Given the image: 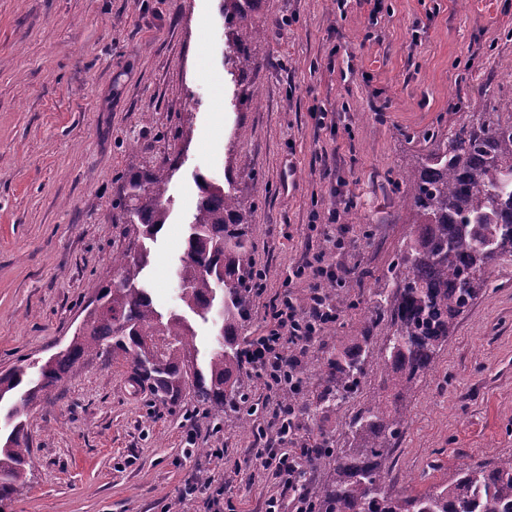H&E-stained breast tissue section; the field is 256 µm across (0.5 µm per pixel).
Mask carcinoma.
I'll use <instances>...</instances> for the list:
<instances>
[{
	"label": "carcinoma",
	"instance_id": "carcinoma-1",
	"mask_svg": "<svg viewBox=\"0 0 512 512\" xmlns=\"http://www.w3.org/2000/svg\"><path fill=\"white\" fill-rule=\"evenodd\" d=\"M254 0H222L225 59L241 98L255 99L243 82L247 48L260 36L251 22ZM508 112L510 119L501 118ZM428 144L397 174L395 184L415 230L371 291L355 341L323 358L313 401L288 422L307 427L311 411L339 412L360 392L368 371H381L374 398L345 423L346 441L333 448L324 435L301 465L299 488L312 512H512V456L462 469L448 484L399 493L387 484L407 415V402L432 371L458 319L490 286V266L512 256V99H498L458 128L423 134ZM171 168L126 177L118 207L126 249L112 255V277L93 285L90 310L65 349L45 363L20 364L0 375V404L8 403L0 432V512L28 483V412L65 380L85 355L104 352L126 361L134 383L159 404L193 399L191 410L218 424L225 409L247 402L242 337L252 317L259 273L250 211L233 187L205 181L188 224L184 256L175 271L181 311L157 308L145 288L147 243L169 217ZM217 326L209 356L200 360L194 320ZM386 326L385 346L372 351L373 331Z\"/></svg>",
	"mask_w": 512,
	"mask_h": 512
}]
</instances>
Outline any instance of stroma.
<instances>
[{
	"instance_id": "stroma-1",
	"label": "stroma",
	"mask_w": 512,
	"mask_h": 512,
	"mask_svg": "<svg viewBox=\"0 0 512 512\" xmlns=\"http://www.w3.org/2000/svg\"><path fill=\"white\" fill-rule=\"evenodd\" d=\"M221 0H0V373L63 349L127 242L115 207L124 176L173 166L168 229L151 246L146 286L179 309L175 263L199 178L233 183L257 226L266 272L246 337L284 296L308 297L288 273L323 253L346 273L342 312L297 353L307 385L325 351L349 344L363 319V272H386L414 227L389 178L430 128L452 129L466 107L512 96V0H259L251 88L240 103L224 61ZM463 110H456V103ZM327 110L332 126L313 113ZM353 206L334 249L336 200ZM459 318L419 383L388 482L443 483L512 454V257ZM379 370L341 412L310 430L332 446L374 397ZM189 400L153 405L123 361L92 354L30 411L32 473L8 512H160L186 479L207 472L236 512L295 493L255 462L259 439L236 417L222 431L186 416ZM197 453H183L187 432ZM224 451L215 458L211 449Z\"/></svg>"
}]
</instances>
